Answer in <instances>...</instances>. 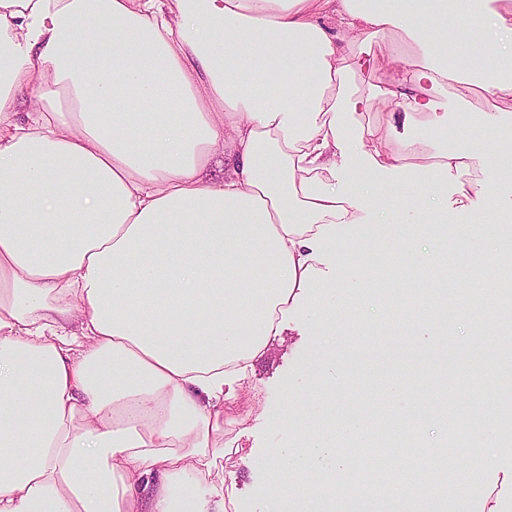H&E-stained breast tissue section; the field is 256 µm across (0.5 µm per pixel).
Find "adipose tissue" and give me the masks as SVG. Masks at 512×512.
Instances as JSON below:
<instances>
[{"label":"adipose tissue","mask_w":512,"mask_h":512,"mask_svg":"<svg viewBox=\"0 0 512 512\" xmlns=\"http://www.w3.org/2000/svg\"><path fill=\"white\" fill-rule=\"evenodd\" d=\"M501 9L0 0V512H225L224 406L284 321L382 318L387 290L344 299L323 268L369 204L412 206L395 173L512 181L511 127L491 153L418 136L449 89L512 102ZM389 35L409 51L371 56ZM452 262L435 235L380 270L436 319Z\"/></svg>","instance_id":"adipose-tissue-1"}]
</instances>
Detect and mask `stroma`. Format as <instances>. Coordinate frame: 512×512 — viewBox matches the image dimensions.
<instances>
[{
  "label": "stroma",
  "instance_id": "stroma-1",
  "mask_svg": "<svg viewBox=\"0 0 512 512\" xmlns=\"http://www.w3.org/2000/svg\"><path fill=\"white\" fill-rule=\"evenodd\" d=\"M473 113L450 111L448 132L439 143L454 146L462 138L480 135L482 128L512 125V107L484 98L473 101ZM487 187L489 195L482 214L449 210L448 244L457 251L459 261L437 287L439 298L449 309L463 312L459 324L448 327L437 344L411 345L419 327L409 316L386 311L382 325L360 320L351 325L341 321L315 324L308 309L299 310L289 329L272 340L261 358L255 360L242 382L234 405L224 410L225 438L229 447L219 465L233 476L232 512H270L274 496L271 466L278 449L296 444L306 430L307 408L315 395L326 397L336 417L356 412L367 428L395 420L399 401L386 392L384 384L396 381L411 393L428 392L436 387H451L459 402L443 408L441 415L417 406L414 434L420 446H428L441 428L455 430L461 412L482 410L491 404L512 402L496 372L512 350V323L491 321L481 305L472 301L463 286L485 282L512 268V228L499 224L500 212L512 209V185L496 181L493 170L480 166L466 177L462 191L475 192ZM409 232L407 224H390L382 232L345 242L342 252L356 253L363 263H372L381 247H395ZM487 247L493 263L473 272L472 249ZM496 331L494 347L478 349L474 340L479 331ZM345 364V375L330 383L326 364L328 354ZM483 365L488 375L479 395L468 394L463 380L466 366ZM317 374L307 382L305 372ZM289 423H282V414Z\"/></svg>",
  "mask_w": 512,
  "mask_h": 512
}]
</instances>
